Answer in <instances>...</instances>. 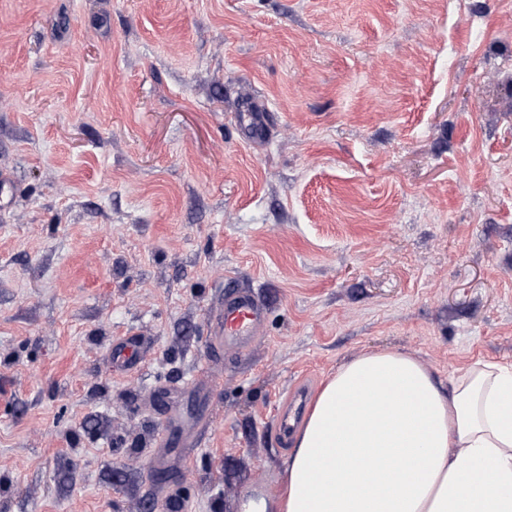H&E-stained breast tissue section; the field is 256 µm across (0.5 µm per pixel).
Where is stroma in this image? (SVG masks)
<instances>
[{"label": "stroma", "instance_id": "stroma-1", "mask_svg": "<svg viewBox=\"0 0 512 512\" xmlns=\"http://www.w3.org/2000/svg\"><path fill=\"white\" fill-rule=\"evenodd\" d=\"M372 348L512 364V0H0V512H238ZM267 307L255 288L240 287L227 278L224 299L212 314L208 346L211 353L248 355L265 335ZM139 342L132 336H125L113 342L112 360L115 364L131 368L137 366L140 361Z\"/></svg>", "mask_w": 512, "mask_h": 512}]
</instances>
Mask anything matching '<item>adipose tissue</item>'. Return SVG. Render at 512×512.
Masks as SVG:
<instances>
[{
  "label": "adipose tissue",
  "mask_w": 512,
  "mask_h": 512,
  "mask_svg": "<svg viewBox=\"0 0 512 512\" xmlns=\"http://www.w3.org/2000/svg\"><path fill=\"white\" fill-rule=\"evenodd\" d=\"M238 512H512V365L445 388L412 354L360 353L311 401L284 487Z\"/></svg>",
  "instance_id": "ef3b65f1"
}]
</instances>
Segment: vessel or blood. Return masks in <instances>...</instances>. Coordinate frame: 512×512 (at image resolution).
<instances>
[{"label":"vessel or blood","instance_id":"obj_1","mask_svg":"<svg viewBox=\"0 0 512 512\" xmlns=\"http://www.w3.org/2000/svg\"><path fill=\"white\" fill-rule=\"evenodd\" d=\"M266 320L267 307L258 290L240 287L235 278H228L224 298L210 319L211 353L250 354L265 334ZM112 359L120 366H137L140 361L137 339L126 336L114 341Z\"/></svg>","mask_w":512,"mask_h":512}]
</instances>
